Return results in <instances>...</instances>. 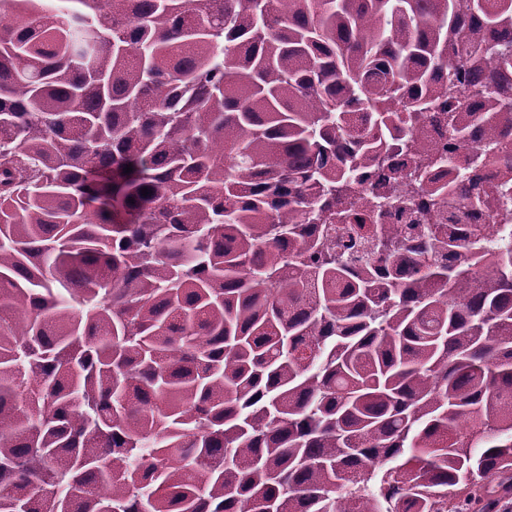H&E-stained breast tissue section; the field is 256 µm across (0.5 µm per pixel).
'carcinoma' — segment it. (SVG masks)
I'll use <instances>...</instances> for the list:
<instances>
[{"label":"carcinoma","instance_id":"cac0c4a2","mask_svg":"<svg viewBox=\"0 0 512 512\" xmlns=\"http://www.w3.org/2000/svg\"><path fill=\"white\" fill-rule=\"evenodd\" d=\"M485 140L512 0H0V512H512ZM415 159L416 157L413 154L408 153L396 155L392 159V162L395 163L402 171V177L397 183L394 193L398 196H401L402 198H405V200H408V202L410 203V205H412L414 210L411 211V215L406 214L408 216L404 215L402 217L398 216L397 213H392V216L388 219L387 223L385 224H398L406 227V225L409 224H433L431 222H434L435 220V214L424 212L421 206V202L417 200V197L410 200L413 191V184L408 177V173L409 170L414 166ZM410 216L411 219L414 221H410Z\"/></svg>","mask_w":512,"mask_h":512}]
</instances>
